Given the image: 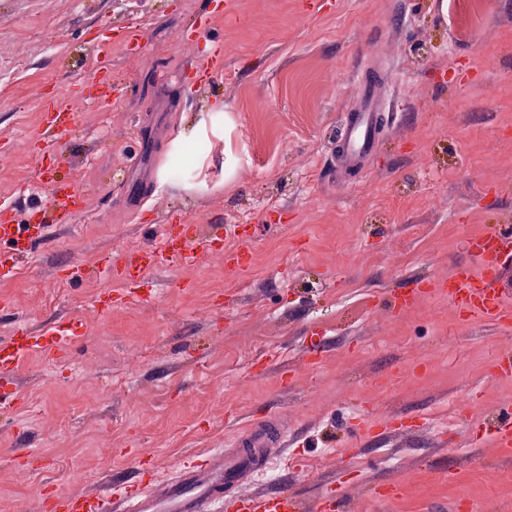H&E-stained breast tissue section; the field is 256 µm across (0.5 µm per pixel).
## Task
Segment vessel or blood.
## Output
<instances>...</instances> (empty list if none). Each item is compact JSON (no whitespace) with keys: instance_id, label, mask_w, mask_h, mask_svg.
<instances>
[{"instance_id":"1","label":"vessel or blood","mask_w":512,"mask_h":512,"mask_svg":"<svg viewBox=\"0 0 512 512\" xmlns=\"http://www.w3.org/2000/svg\"><path fill=\"white\" fill-rule=\"evenodd\" d=\"M70 110L60 102L47 107L45 121L48 136L44 155L56 157L70 122ZM348 156L360 157L374 146L371 112H356L342 132ZM86 207L82 191L71 182L55 186L54 203L39 210L37 223L15 224V201L0 203V278L14 274L19 263L28 257L34 243L49 239L59 216L74 215ZM469 259L458 264L449 282H438L434 293L461 309L466 317H479L498 325L512 322V231H494L467 241ZM252 241L238 238L236 247L224 245V227L214 224L158 225L152 244L145 249L128 251L125 262L107 268L110 277L123 287H133L147 271L175 264L194 268L207 256L219 257L225 273L233 275L247 269L252 257ZM80 339L78 327L57 322L31 333L16 328L7 340L0 342V377L15 375L21 363L31 354L61 358ZM273 422L252 427L242 442L244 453L228 456L222 450L212 451L195 463L180 465L165 480L150 481L124 489L116 501L91 494L60 496L57 512H208L219 502H228L232 512H308L303 500L288 490L239 495L225 500V483H245L259 459L253 451L267 447ZM480 438L502 457H512V405H502L482 424Z\"/></svg>"}]
</instances>
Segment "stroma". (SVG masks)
Returning a JSON list of instances; mask_svg holds the SVG:
<instances>
[{
    "label": "stroma",
    "mask_w": 512,
    "mask_h": 512,
    "mask_svg": "<svg viewBox=\"0 0 512 512\" xmlns=\"http://www.w3.org/2000/svg\"><path fill=\"white\" fill-rule=\"evenodd\" d=\"M209 7L0 0V196L18 200L17 223L51 200L44 103L68 87L113 98L74 112L63 140L85 210L0 281V340L57 321L84 331L68 358L31 355L11 382L0 512H39L51 487L165 479L272 416L276 468L248 491L312 502L332 482L347 512H512V460L477 441L512 402L493 371L512 327L437 296L386 305L448 278L467 239L512 227V0H221L220 21L194 27ZM126 29L144 32L139 55L113 44L101 71L99 45ZM215 38L224 70L203 82L186 64ZM374 75L376 148L341 164L345 116ZM169 219L239 225L249 267L172 265L130 292L73 277Z\"/></svg>",
    "instance_id": "1"
}]
</instances>
